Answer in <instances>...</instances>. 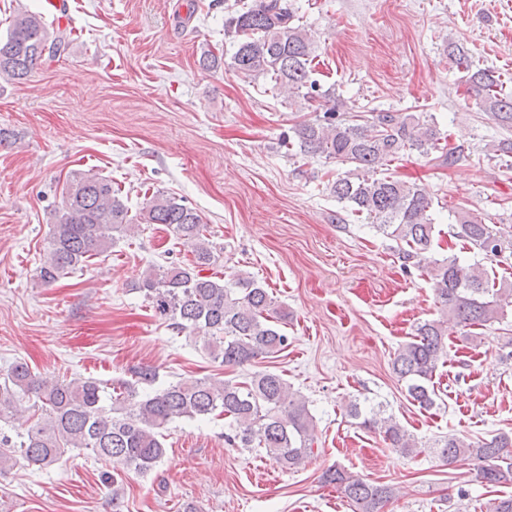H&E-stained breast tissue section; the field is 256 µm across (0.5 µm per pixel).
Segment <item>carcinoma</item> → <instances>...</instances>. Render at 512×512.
<instances>
[{"mask_svg": "<svg viewBox=\"0 0 512 512\" xmlns=\"http://www.w3.org/2000/svg\"><path fill=\"white\" fill-rule=\"evenodd\" d=\"M224 36L233 53H207L200 64L216 69L222 64L244 80L268 76L275 88L323 104L334 92L319 91L313 79V43L287 0H252L229 11ZM66 34L50 37L44 17L18 12L0 37V76L25 79L42 61L56 56ZM448 55L474 93L482 111L503 125H512V96L502 92L494 71L474 64L460 44L448 45ZM293 145L303 156L323 155L350 165L331 184L340 202L349 204L387 238L397 243L405 264L419 268L431 283L438 317L417 323L411 341L392 361V370L405 383L410 400L419 408L436 406L432 383L438 363L447 355L448 325L484 326L504 313L512 284L490 281L478 265H465L451 255L434 257L435 224L428 218L431 198L416 184L392 176L366 177L406 151L437 154L443 164L455 162L454 153L423 113L371 112L346 117L336 106L291 127ZM144 224H164L192 248L184 266H152L133 288L144 293L156 314L180 330L211 336L209 355L222 364L240 367L259 358H275L288 347V336L278 323L288 313L274 307L266 288L239 272L224 281L201 272L214 264L213 245L205 235L198 212L185 199L157 190L136 212H131L112 181L92 171L77 172L67 182L61 209L55 212L49 245L39 279L50 285L69 271L85 266L118 240L141 231ZM456 236L487 255L503 250L489 225L461 213ZM134 381L110 388L94 378L60 380L33 373L24 362L0 374V423L13 418L24 402H33L40 415L12 438L0 431V472L20 462L48 467L69 449L89 450L123 462L146 475L166 454L163 430L181 419L224 417L232 433L225 440L240 448H263L287 470L306 463L315 442L313 417L306 400L291 389L282 374L264 370L246 380L209 378L184 380L152 388L157 372L150 366L135 369ZM147 390L140 392L138 386ZM349 416L359 425L383 435L403 457L417 452V441L379 402L368 409L352 403ZM440 455L452 464L459 459L479 463V476L489 485L512 481V434L498 433L472 442L464 437L437 440ZM350 503L353 512H383L397 497L396 487L355 477L341 467L323 474Z\"/></svg>", "mask_w": 512, "mask_h": 512, "instance_id": "cac0c4a2", "label": "carcinoma"}]
</instances>
